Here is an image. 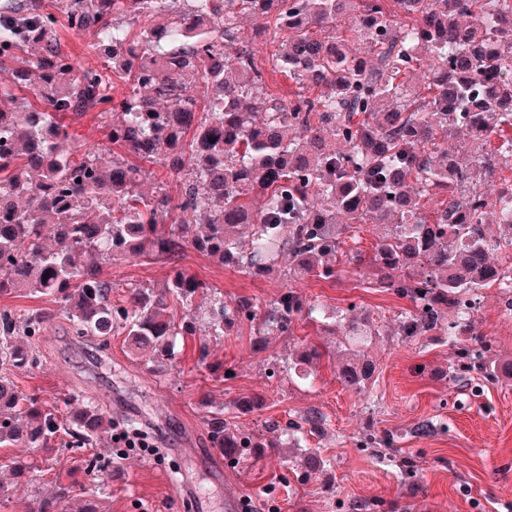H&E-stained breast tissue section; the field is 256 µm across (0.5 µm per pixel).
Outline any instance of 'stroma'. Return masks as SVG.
I'll use <instances>...</instances> for the list:
<instances>
[{
  "label": "stroma",
  "instance_id": "stroma-1",
  "mask_svg": "<svg viewBox=\"0 0 512 512\" xmlns=\"http://www.w3.org/2000/svg\"><path fill=\"white\" fill-rule=\"evenodd\" d=\"M175 267L197 274L228 301L246 296L270 302L285 289L281 278L247 277L192 250L175 265L151 261L113 267L112 278L121 285L148 286L162 282ZM297 290L321 300L330 313L354 305L381 319L384 330L369 347L377 363L372 399L343 388L327 365L320 366L311 386L284 375L270 376L267 355L285 357L293 347L277 338L267 351L257 350L247 326L223 337H184L173 370L152 374L128 355L123 337H112L102 351L95 338L72 336L59 319L33 346L38 368L16 372L19 390L45 400L80 394L115 420L142 424L164 457H127L106 486L86 469L84 460L92 455L108 459V448H0V482L11 483L14 461L31 459L38 465L28 483L0 497V512H22L24 499L58 480H75L99 491L109 512H224L228 494L249 498L251 512H270L275 503L281 512H345L344 502L373 498L410 504V512H512V380L468 384L435 375V368L457 367L452 348L435 336L415 344L401 342L393 330L405 301L365 287L353 270L333 282L305 279ZM474 332L491 342L492 359L512 361V313L505 311L498 288L485 290ZM204 344L210 355L202 362L198 355ZM228 364L235 369L230 379L224 376ZM254 393L265 395L268 407L235 416L240 430H258L267 418L286 421L319 410L329 424L319 446L332 468L298 485L285 448L263 458L265 472L260 476L246 464L227 467L223 455L210 446L203 418L215 405ZM432 417L447 423V432L413 437L414 425ZM369 424L377 432H392L400 453L415 460L413 482H405L382 459L357 451L354 441ZM270 482L279 486L273 503L263 491Z\"/></svg>",
  "mask_w": 512,
  "mask_h": 512
}]
</instances>
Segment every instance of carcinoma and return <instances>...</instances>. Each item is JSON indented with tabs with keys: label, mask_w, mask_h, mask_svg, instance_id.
Segmentation results:
<instances>
[{
	"label": "carcinoma",
	"mask_w": 512,
	"mask_h": 512,
	"mask_svg": "<svg viewBox=\"0 0 512 512\" xmlns=\"http://www.w3.org/2000/svg\"><path fill=\"white\" fill-rule=\"evenodd\" d=\"M0 0V296L49 297L53 308L0 311V446L112 445V418L91 401L63 400L62 413L19 391L15 369H32L33 339L56 319L108 345L124 336L151 373L172 367L178 337L194 336L196 300L208 304V335L247 325L254 346L296 336L304 322L338 336L336 346L299 345L274 354L270 374L304 372L323 358L338 383L373 398L380 333L368 315L326 321V306L295 291L307 278L334 282L369 266L367 287L408 302L395 335L448 341L466 374L512 379L471 336L469 304L512 268L490 259L512 242V0ZM270 35L266 66L240 37L241 21ZM92 33L99 68L83 67L59 38ZM292 91L269 89L267 71ZM198 79L201 97L184 78ZM127 92L115 94L118 83ZM112 117L100 147L81 148L72 125L88 113ZM462 135L468 158L448 154ZM163 170L142 190L144 165ZM81 182H76V179ZM363 224L378 229L366 255L347 242ZM187 249L252 277L278 276L286 291L269 303L234 302L181 268L163 283L129 286L112 301L114 262L173 261ZM288 257V265L279 263ZM237 414L260 413V394L234 399ZM219 405L204 426L224 462H258L268 448L304 446L305 478L330 461L311 437L326 417L267 419L245 433ZM390 433L364 431L356 447L386 458L409 478L416 463ZM382 499L347 512H386ZM23 512H103L101 495L57 482L28 497Z\"/></svg>",
	"instance_id": "1"
}]
</instances>
